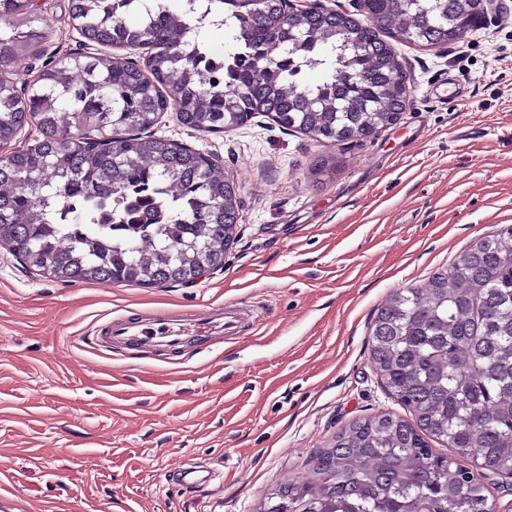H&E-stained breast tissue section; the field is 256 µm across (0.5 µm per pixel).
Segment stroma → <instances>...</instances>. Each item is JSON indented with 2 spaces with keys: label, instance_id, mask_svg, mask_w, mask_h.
Instances as JSON below:
<instances>
[{
  "label": "stroma",
  "instance_id": "stroma-1",
  "mask_svg": "<svg viewBox=\"0 0 512 512\" xmlns=\"http://www.w3.org/2000/svg\"><path fill=\"white\" fill-rule=\"evenodd\" d=\"M69 4L38 0L44 39L9 67L18 92L83 54ZM509 14L495 0L459 42L398 46L412 104L371 141L317 142L265 115L202 133L165 112L156 134L218 157L240 200L223 270L194 285L57 282L0 247V512H260L350 423L407 416L371 364L370 326L390 293L512 224ZM331 155L336 171L312 175ZM221 303L252 326L161 354L95 344L117 315ZM190 466L211 482L183 485Z\"/></svg>",
  "mask_w": 512,
  "mask_h": 512
}]
</instances>
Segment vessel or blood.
I'll return each instance as SVG.
<instances>
[{"mask_svg":"<svg viewBox=\"0 0 512 512\" xmlns=\"http://www.w3.org/2000/svg\"><path fill=\"white\" fill-rule=\"evenodd\" d=\"M244 327L237 310L221 305L199 309L180 316L167 312L117 316L103 324L97 343L101 346H163L174 350L192 338L210 340L238 335Z\"/></svg>","mask_w":512,"mask_h":512,"instance_id":"1","label":"vessel or blood"}]
</instances>
